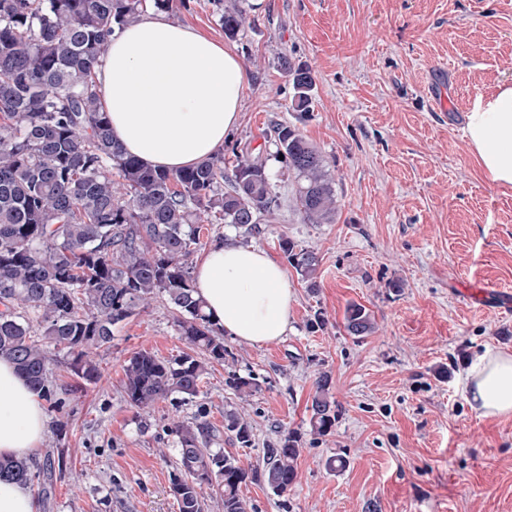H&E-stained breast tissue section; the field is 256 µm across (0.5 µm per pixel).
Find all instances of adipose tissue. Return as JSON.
Instances as JSON below:
<instances>
[{
	"label": "adipose tissue",
	"mask_w": 512,
	"mask_h": 512,
	"mask_svg": "<svg viewBox=\"0 0 512 512\" xmlns=\"http://www.w3.org/2000/svg\"><path fill=\"white\" fill-rule=\"evenodd\" d=\"M246 69L223 41L154 10L112 36L98 74L112 134L142 163L170 172L221 148L240 120ZM466 133L485 173L512 186V86L477 100ZM196 294L237 340L264 345L288 329V275L263 250L215 240L194 268ZM467 400L486 416L512 415V354L486 351L471 366ZM47 418L39 393L0 358V460L38 454Z\"/></svg>",
	"instance_id": "obj_1"
}]
</instances>
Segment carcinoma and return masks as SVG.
Here are the masks:
<instances>
[{
  "label": "carcinoma",
  "instance_id": "cac0c4a2",
  "mask_svg": "<svg viewBox=\"0 0 512 512\" xmlns=\"http://www.w3.org/2000/svg\"><path fill=\"white\" fill-rule=\"evenodd\" d=\"M143 0H0V357L11 360L54 411L62 409L53 369L67 362L76 386L101 377L94 350L112 342L113 328L163 294L176 311L188 351L160 359L147 350L124 365V399L138 415L172 395L194 402L207 363L230 355L224 330L194 294L192 256L224 222L260 233L277 196L267 160L241 152L231 172L224 153L175 173L127 155L114 140L97 83L111 36L135 22ZM226 35L244 23L241 10L221 15ZM292 86L293 111H312L314 77L282 60ZM276 155L295 171V202L309 224H329L336 198L324 157L295 129L277 125ZM280 249L303 276L319 265L316 253L289 238ZM352 336L373 332L370 313L346 309ZM200 351L207 361L193 355ZM239 396L257 389L252 374L231 366L224 381ZM310 425L317 435L336 424L329 375L319 376ZM197 404L192 421H174L178 460L170 491L178 512H205L211 490L222 512H248L243 486L262 481L277 496L296 482L299 438L283 435L265 449L264 466L244 465L216 448L220 433L240 448L253 444L251 423L224 412V431ZM69 470L63 454L38 463L0 460V478L37 485L47 494Z\"/></svg>",
  "mask_w": 512,
  "mask_h": 512
}]
</instances>
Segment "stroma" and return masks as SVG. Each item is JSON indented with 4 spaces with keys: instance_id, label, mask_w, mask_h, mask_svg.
I'll return each mask as SVG.
<instances>
[{
    "instance_id": "1",
    "label": "stroma",
    "mask_w": 512,
    "mask_h": 512,
    "mask_svg": "<svg viewBox=\"0 0 512 512\" xmlns=\"http://www.w3.org/2000/svg\"><path fill=\"white\" fill-rule=\"evenodd\" d=\"M245 23L224 33L217 0H186L171 20L223 40L247 80L232 142L267 156L279 206L257 235L234 237L278 262L287 237L319 258L314 279L289 270L288 330L276 342L224 343L259 388L241 401L213 363L201 387L210 420L245 412L254 444L220 445L261 466L267 445L300 439L297 480L275 496L242 494L250 512H512V416H485L464 376L486 350L512 353V187L484 174L466 136L478 99L512 84V0H238ZM306 64L313 110L291 108L282 59ZM446 89L445 107L433 97ZM294 127L325 158L337 200L330 224L304 223L296 180L275 156L273 127ZM375 321L345 329L349 305ZM326 322L310 332L314 316ZM168 358L185 346L164 295L113 330L97 350L102 377L47 414L43 453L64 450L71 472L39 497L40 512H178L171 418L196 407L170 398L140 427L123 400V365L136 351ZM332 379L337 419L313 434L319 374ZM342 456L347 465L329 471Z\"/></svg>"
}]
</instances>
